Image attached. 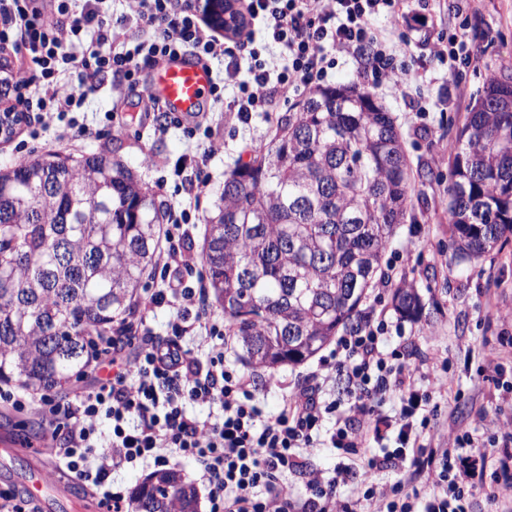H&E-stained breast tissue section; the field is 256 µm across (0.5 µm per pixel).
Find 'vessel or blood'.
Wrapping results in <instances>:
<instances>
[{"instance_id": "b4317fda", "label": "vessel or blood", "mask_w": 512, "mask_h": 512, "mask_svg": "<svg viewBox=\"0 0 512 512\" xmlns=\"http://www.w3.org/2000/svg\"><path fill=\"white\" fill-rule=\"evenodd\" d=\"M211 83L212 75L206 66L182 56L162 64L149 92L171 111L188 112L202 106ZM26 488L28 496L41 508L50 501L65 506L72 496L69 484L53 481L42 467L28 477Z\"/></svg>"}]
</instances>
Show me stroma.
Wrapping results in <instances>:
<instances>
[{
  "label": "stroma",
  "mask_w": 512,
  "mask_h": 512,
  "mask_svg": "<svg viewBox=\"0 0 512 512\" xmlns=\"http://www.w3.org/2000/svg\"><path fill=\"white\" fill-rule=\"evenodd\" d=\"M468 28L478 56L451 75L434 68L428 42L414 24H405L402 31L409 49L430 78L404 96L382 90L377 93L403 133L413 172L412 209L382 259L388 284L372 289L369 304L386 321L401 323L405 340L417 356L436 354L447 359L451 384L437 422L443 429L477 435L483 418L512 420V404L502 402L497 390L499 381L512 382V354L496 369L484 361L488 352L498 349L500 337L512 336V323H502L497 316L498 309H512V239L484 259L456 258L445 219L448 143L488 80L500 72H512V0H474ZM420 99L430 106L429 114L423 117L414 110ZM300 106L297 100L276 104L274 113H254L246 125L220 107L194 115V122L207 127L213 139L223 145L208 165L210 182L197 210L200 221L187 233L186 245L194 258L202 256L205 221L222 204L227 173L250 159L243 150L245 143H268L282 118ZM122 107L121 94L113 91L111 79H104L102 89L86 99L79 113L80 123L95 129V136L82 137L62 123L50 122L39 128L37 137L25 133L15 142L0 141V170L12 167L25 151L34 157L48 151L74 157L106 152L132 169L163 203L189 200L190 188L176 175L175 167L188 154L191 139L180 128L160 129L131 118L124 128H111L110 114L121 112ZM403 281L413 284L421 298V312L413 320L401 319L390 304L393 288ZM329 354L325 348L319 357L276 371L274 384L261 394L265 414L275 415L288 385L315 369L320 358ZM1 434L32 444L28 462L12 461L0 467V490L24 495L20 478L29 463L49 468L54 465L45 444V427L36 411L5 407L0 408Z\"/></svg>",
  "instance_id": "1"
}]
</instances>
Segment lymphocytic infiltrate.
<instances>
[{
  "instance_id": "obj_1",
  "label": "lymphocytic infiltrate",
  "mask_w": 512,
  "mask_h": 512,
  "mask_svg": "<svg viewBox=\"0 0 512 512\" xmlns=\"http://www.w3.org/2000/svg\"><path fill=\"white\" fill-rule=\"evenodd\" d=\"M0 0V53L23 52L10 106L11 124L64 118L98 91L105 75L136 87L143 67L195 50L222 60L224 77L213 83V103H225L238 122L270 111L321 86L337 56L356 64L358 81L369 88L406 90L422 80L407 40L379 37L375 19L399 29L411 0H240L242 26L234 38L220 39L189 0H125L122 24H136L141 41L128 43L108 20L107 0ZM432 59L456 71L477 56L465 25L449 33L430 32ZM69 73L70 86L59 83ZM40 89L30 92V80ZM238 88L225 101L224 88ZM192 211L172 206L165 246L155 273L160 289L143 302L145 311L166 305L173 317L164 340L148 336L100 338L89 354V371L62 403L42 394L39 415L49 425L61 465L98 497L103 512H130V501L112 489V475L143 463L167 466L171 456L200 463L208 487L210 512H465L468 489L483 477L489 462L512 460V422L490 421L496 448L482 452L478 441L453 433L439 435V447L424 443L434 431L430 404L447 383L445 362L413 363L408 345L385 346L386 321L365 319L358 331L338 338L329 358L308 379L283 394L278 413L264 417L253 375L227 368L234 338L223 320L204 305V280L192 278L193 262L182 238ZM200 337L206 360L185 342ZM341 387L342 401L328 399ZM398 393L399 409L384 410L387 393ZM215 407L213 415H191L189 405ZM332 428H325L326 418ZM109 431H101L102 423ZM393 439V449L365 458L361 469L333 472L310 468L320 449L351 455L368 442ZM307 477L304 496H296L285 476ZM425 472L433 491L411 488ZM394 476L391 483L381 473Z\"/></svg>"
}]
</instances>
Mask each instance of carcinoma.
<instances>
[{
  "label": "carcinoma",
  "instance_id": "1",
  "mask_svg": "<svg viewBox=\"0 0 512 512\" xmlns=\"http://www.w3.org/2000/svg\"><path fill=\"white\" fill-rule=\"evenodd\" d=\"M448 226L461 259L512 237V78H491L448 143ZM395 118L368 91L320 86L252 160L224 180L204 269L244 360L273 372L354 331L411 202ZM165 204L102 153L46 154L0 171V382L63 388L94 336L123 335L160 245ZM394 310L420 296L402 283ZM133 512H197L176 470L158 471Z\"/></svg>",
  "mask_w": 512,
  "mask_h": 512
}]
</instances>
